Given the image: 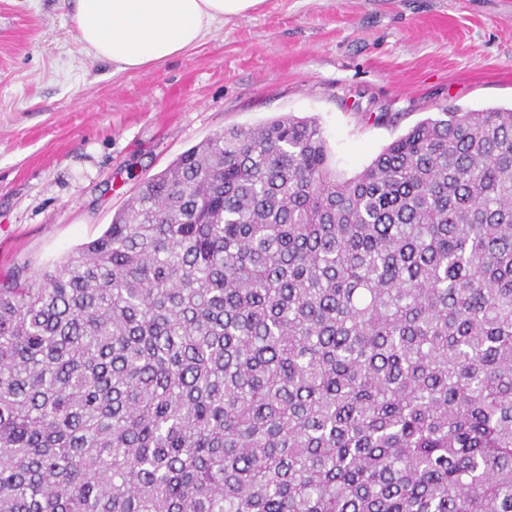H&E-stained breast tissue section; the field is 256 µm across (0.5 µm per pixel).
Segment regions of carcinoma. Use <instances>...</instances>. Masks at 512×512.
Masks as SVG:
<instances>
[{"label": "carcinoma", "mask_w": 512, "mask_h": 512, "mask_svg": "<svg viewBox=\"0 0 512 512\" xmlns=\"http://www.w3.org/2000/svg\"><path fill=\"white\" fill-rule=\"evenodd\" d=\"M357 176L232 128L0 283V512H512V107Z\"/></svg>", "instance_id": "cac0c4a2"}]
</instances>
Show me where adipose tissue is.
<instances>
[{
	"label": "adipose tissue",
	"instance_id": "ef3b65f1",
	"mask_svg": "<svg viewBox=\"0 0 512 512\" xmlns=\"http://www.w3.org/2000/svg\"><path fill=\"white\" fill-rule=\"evenodd\" d=\"M261 0H74L77 39L95 57L138 71L180 56Z\"/></svg>",
	"mask_w": 512,
	"mask_h": 512
}]
</instances>
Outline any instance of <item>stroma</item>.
Instances as JSON below:
<instances>
[{"label": "stroma", "instance_id": "obj_1", "mask_svg": "<svg viewBox=\"0 0 512 512\" xmlns=\"http://www.w3.org/2000/svg\"><path fill=\"white\" fill-rule=\"evenodd\" d=\"M70 0H0V277L65 258L230 128L317 120L350 179L443 107L512 106V0H263L182 56L96 59Z\"/></svg>", "mask_w": 512, "mask_h": 512}]
</instances>
